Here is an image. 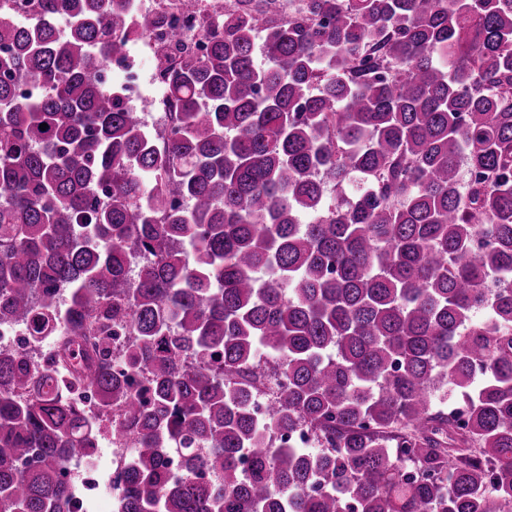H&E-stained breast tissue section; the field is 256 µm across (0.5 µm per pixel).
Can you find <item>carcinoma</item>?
<instances>
[{
  "label": "carcinoma",
  "mask_w": 512,
  "mask_h": 512,
  "mask_svg": "<svg viewBox=\"0 0 512 512\" xmlns=\"http://www.w3.org/2000/svg\"><path fill=\"white\" fill-rule=\"evenodd\" d=\"M31 2L0 324L51 355L0 351V512H86L63 464L105 436L116 512H512V0H234L155 133L100 78L123 0ZM107 442L108 440L104 441L102 444L104 450L108 448L112 449L113 447L108 487L106 490V497L111 500L123 486L122 476L126 470L127 452L124 445L118 443H112L111 445Z\"/></svg>",
  "instance_id": "1"
}]
</instances>
